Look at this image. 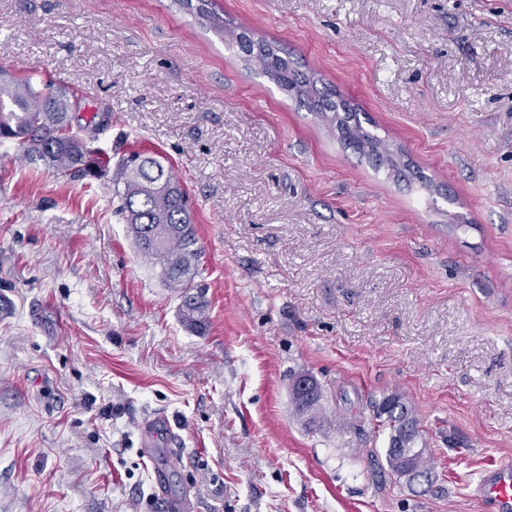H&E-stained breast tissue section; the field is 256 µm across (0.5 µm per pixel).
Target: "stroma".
Segmentation results:
<instances>
[{"mask_svg":"<svg viewBox=\"0 0 512 512\" xmlns=\"http://www.w3.org/2000/svg\"><path fill=\"white\" fill-rule=\"evenodd\" d=\"M350 96L430 179L395 182L172 0H0V67L73 90L111 162L193 206L205 334L114 215L112 173L0 146V512H152L140 423L197 512H484L512 460V0H215ZM324 396L306 428L289 384ZM420 423L385 472L376 408ZM376 419L379 426L389 430V444L385 455L389 470L394 475L406 478L407 482L411 480L412 470H422L428 474L430 468L426 448H421L414 455L411 452V448H416L419 422L401 397L396 394L387 396L377 409ZM404 448H409L408 452ZM408 454H412L411 457ZM172 434L173 429L167 417L162 413L154 414L152 417L148 418L142 429V436L147 445L155 443L160 440V438H165L168 442ZM485 503L492 512L512 511V463L502 462L487 470L479 481Z\"/></svg>","mask_w":512,"mask_h":512,"instance_id":"stroma-1","label":"stroma"}]
</instances>
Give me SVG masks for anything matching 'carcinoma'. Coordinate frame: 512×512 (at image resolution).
I'll use <instances>...</instances> for the list:
<instances>
[{"instance_id":"carcinoma-1","label":"carcinoma","mask_w":512,"mask_h":512,"mask_svg":"<svg viewBox=\"0 0 512 512\" xmlns=\"http://www.w3.org/2000/svg\"><path fill=\"white\" fill-rule=\"evenodd\" d=\"M197 23L237 48L243 61L270 79L280 90L294 97L300 105L336 127L340 142L377 168H386L393 177L402 176L410 164L403 153L389 147L367 131L358 109L336 92L317 87L319 79L307 74L288 60L282 48L264 38H257L244 28L224 22V16L212 7V0H173ZM68 96L49 81H35L3 73L0 77V145H15L19 159L44 164L61 177L101 175L100 152L73 131ZM115 190L122 217L135 239L139 254L163 266L169 287L179 292L183 322L198 334L206 332V309L202 289L194 284L199 260L197 232L186 192L166 160L159 155L140 153L123 157L118 165ZM322 386L311 379V386L293 399L295 412L311 426L318 419ZM380 426L389 430L386 462L389 470L406 479L412 471L430 472L426 449L407 456L419 436V422L412 410L396 394L385 398L377 409Z\"/></svg>"}]
</instances>
